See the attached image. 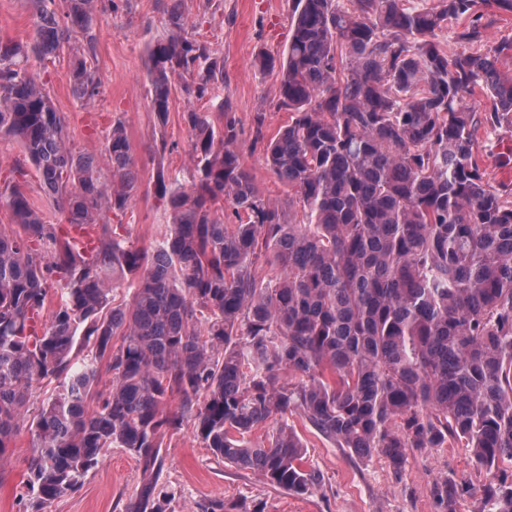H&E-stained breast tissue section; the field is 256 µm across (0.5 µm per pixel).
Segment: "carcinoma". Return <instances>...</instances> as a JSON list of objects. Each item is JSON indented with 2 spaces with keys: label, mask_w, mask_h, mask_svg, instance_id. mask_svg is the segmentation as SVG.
I'll return each instance as SVG.
<instances>
[{
  "label": "carcinoma",
  "mask_w": 512,
  "mask_h": 512,
  "mask_svg": "<svg viewBox=\"0 0 512 512\" xmlns=\"http://www.w3.org/2000/svg\"><path fill=\"white\" fill-rule=\"evenodd\" d=\"M29 2L33 38H0V132L63 215L19 182L0 189V461L31 395L51 387L27 422L31 512H49L112 447L147 475L125 512H165L160 449L186 422L214 456L298 496L321 475L296 431L247 439L272 417L298 413L397 474L408 450L451 440L488 473L512 468V182L491 183L478 137L512 131V39L481 47L483 20L512 0H294L285 57L253 61L276 72L289 114L267 141L257 115L253 139L288 206L242 165L234 121L189 109L191 180L153 174L169 224L150 249L113 230L142 185L123 122L104 173L70 146L29 68L70 54L71 91L93 102L98 0ZM166 15L145 62L162 127L175 80L190 78L198 100L224 83L181 0ZM452 21L448 51L438 31ZM124 282L133 292L119 300ZM431 493L457 512L463 489L440 477ZM475 512H512V474L482 485Z\"/></svg>",
  "instance_id": "obj_1"
}]
</instances>
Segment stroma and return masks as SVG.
<instances>
[{"label":"stroma","instance_id":"stroma-1","mask_svg":"<svg viewBox=\"0 0 512 512\" xmlns=\"http://www.w3.org/2000/svg\"><path fill=\"white\" fill-rule=\"evenodd\" d=\"M163 0H100L94 21L97 56L92 65L100 82L91 104H81L72 94L67 77L68 59H31L29 66L51 90L57 108L68 124L73 148L97 156L108 168L105 136L114 119L126 125L133 156L144 181L131 207L118 216L120 233L140 248L161 237L167 219L158 209L151 175L157 166L181 180L192 174L190 139L183 120L187 109L223 112L239 131L238 151L265 194L284 201L288 189L268 170L262 147L253 146L255 118L263 116L265 136L286 124L288 114L279 109L275 76L260 74L253 65L261 52L283 57L288 46L293 0H185L187 30L207 44L224 62V87L217 97L198 100L176 81L169 120L158 126L153 118L145 69L147 48L166 33ZM23 181L28 193L51 218L59 213L39 187L36 172L26 163L17 141L0 134V187ZM306 446L309 466L322 475L312 493L296 496L277 490L258 474L225 464L205 448L190 427L168 436L161 455V486L174 491L165 512H199L210 500H223L228 512L241 505L263 504L266 512H439L431 493L434 479L448 476L465 489L458 512H476L473 485L485 481L469 449L412 450L402 473H394L387 460L375 455L361 460L319 436L299 416L288 421ZM29 436L20 432L7 463L0 467V512H25L22 497L26 482L25 459ZM142 480L138 460L120 448L107 449L99 464L81 479L78 489L57 499L50 512H125Z\"/></svg>","mask_w":512,"mask_h":512}]
</instances>
